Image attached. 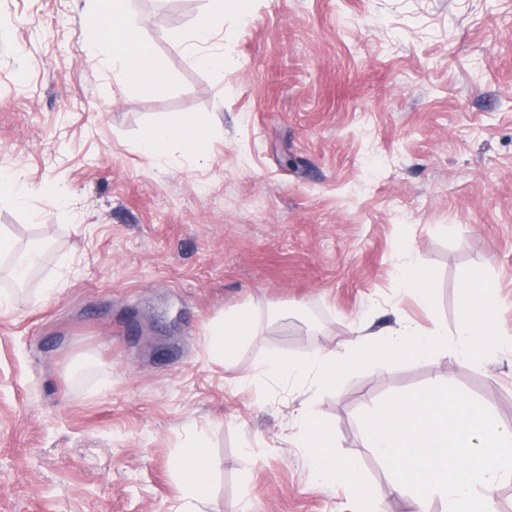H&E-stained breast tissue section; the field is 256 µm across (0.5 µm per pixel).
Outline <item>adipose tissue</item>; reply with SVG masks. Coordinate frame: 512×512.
I'll list each match as a JSON object with an SVG mask.
<instances>
[{"instance_id": "ef3b65f1", "label": "adipose tissue", "mask_w": 512, "mask_h": 512, "mask_svg": "<svg viewBox=\"0 0 512 512\" xmlns=\"http://www.w3.org/2000/svg\"><path fill=\"white\" fill-rule=\"evenodd\" d=\"M92 8L112 17L110 34L95 33L101 51L112 60L115 85L131 89L146 97L166 92L168 80L156 67L149 45L125 14V0H91ZM246 16V0H207L205 11L189 34H174L172 42L190 53L195 65L216 75L224 73V56L203 52L224 24L225 14ZM210 135L194 118L183 112L169 113L144 137L140 151L157 155L168 145H176L182 156L200 161L206 158ZM496 294L490 281L468 273L458 286L459 356L463 362L480 365L483 353L494 334L493 313ZM252 322L247 313L225 318L211 329L215 353L225 364L236 363L244 352V340ZM176 466L191 492L204 494L209 481V462L205 448L192 445L181 449Z\"/></svg>"}]
</instances>
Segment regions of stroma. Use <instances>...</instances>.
Returning <instances> with one entry per match:
<instances>
[{"mask_svg": "<svg viewBox=\"0 0 512 512\" xmlns=\"http://www.w3.org/2000/svg\"><path fill=\"white\" fill-rule=\"evenodd\" d=\"M202 0H127L168 91L114 90L88 0H0V201L25 286L0 271V512H356L297 447L309 381L261 375L356 332L445 330L429 362L379 364L323 397L337 451L382 512L360 416L443 375L512 430V0H250L211 43L224 74L173 45ZM210 128L207 161L139 139L166 113ZM409 243L410 254L400 250ZM434 270L424 307L404 262ZM494 284L495 342L458 356L457 287ZM248 311L232 366L210 329ZM199 443L205 500L175 469Z\"/></svg>", "mask_w": 512, "mask_h": 512, "instance_id": "stroma-1", "label": "stroma"}]
</instances>
